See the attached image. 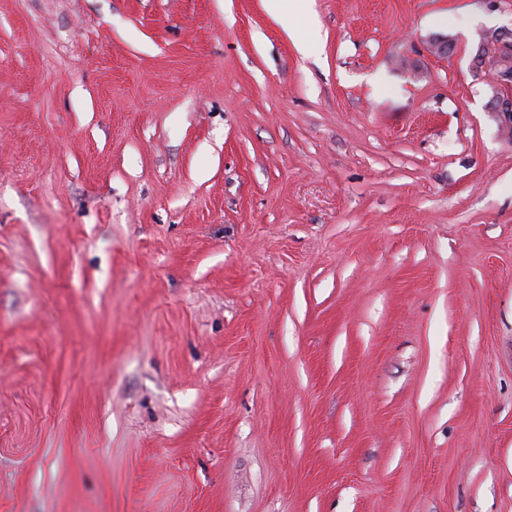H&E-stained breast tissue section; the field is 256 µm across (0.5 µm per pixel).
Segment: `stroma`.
Instances as JSON below:
<instances>
[{
  "label": "stroma",
  "mask_w": 512,
  "mask_h": 512,
  "mask_svg": "<svg viewBox=\"0 0 512 512\" xmlns=\"http://www.w3.org/2000/svg\"><path fill=\"white\" fill-rule=\"evenodd\" d=\"M313 10L0 0V512H512V0ZM267 9L277 18H287L288 28L292 29L299 18L309 23L312 18L309 14V0H266ZM489 44L485 45L487 53L482 52L483 45L479 50L480 68H490L494 71L498 91L489 100L487 112L491 114L499 123V126L510 131L512 129V95L510 88L512 86V66L511 60L500 55L499 48L510 43L512 29L501 27L487 34ZM495 42V44H493Z\"/></svg>",
  "instance_id": "35a3bbf8"
}]
</instances>
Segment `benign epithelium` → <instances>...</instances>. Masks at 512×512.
<instances>
[{"label": "benign epithelium", "mask_w": 512, "mask_h": 512, "mask_svg": "<svg viewBox=\"0 0 512 512\" xmlns=\"http://www.w3.org/2000/svg\"><path fill=\"white\" fill-rule=\"evenodd\" d=\"M489 44L486 51L480 53L481 67L494 71L498 91L489 100L487 112L491 114L504 130L512 129V61L500 55L499 48L509 43L512 29L501 27L487 34ZM428 52L436 57L448 58L456 53L454 40L440 35H429L424 38Z\"/></svg>", "instance_id": "benign-epithelium-1"}]
</instances>
